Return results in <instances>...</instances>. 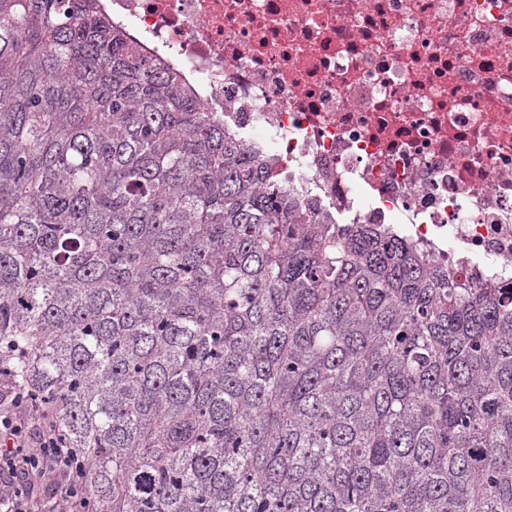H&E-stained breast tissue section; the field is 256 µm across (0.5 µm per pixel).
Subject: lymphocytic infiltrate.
Masks as SVG:
<instances>
[{
  "label": "lymphocytic infiltrate",
  "mask_w": 512,
  "mask_h": 512,
  "mask_svg": "<svg viewBox=\"0 0 512 512\" xmlns=\"http://www.w3.org/2000/svg\"><path fill=\"white\" fill-rule=\"evenodd\" d=\"M8 396L0 399V512H86L74 491L76 470L65 468L70 454L52 416L35 406L0 362Z\"/></svg>",
  "instance_id": "lymphocytic-infiltrate-1"
}]
</instances>
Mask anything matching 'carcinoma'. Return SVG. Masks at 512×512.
I'll return each instance as SVG.
<instances>
[{"label":"carcinoma","mask_w":512,"mask_h":512,"mask_svg":"<svg viewBox=\"0 0 512 512\" xmlns=\"http://www.w3.org/2000/svg\"><path fill=\"white\" fill-rule=\"evenodd\" d=\"M0 347L90 512H512V286L306 223L100 0H0Z\"/></svg>","instance_id":"1"}]
</instances>
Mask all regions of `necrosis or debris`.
I'll return each instance as SVG.
<instances>
[{
    "label": "necrosis or debris",
    "instance_id": "4bbe7bcc",
    "mask_svg": "<svg viewBox=\"0 0 512 512\" xmlns=\"http://www.w3.org/2000/svg\"><path fill=\"white\" fill-rule=\"evenodd\" d=\"M309 218L512 284V0H102Z\"/></svg>",
    "mask_w": 512,
    "mask_h": 512
}]
</instances>
